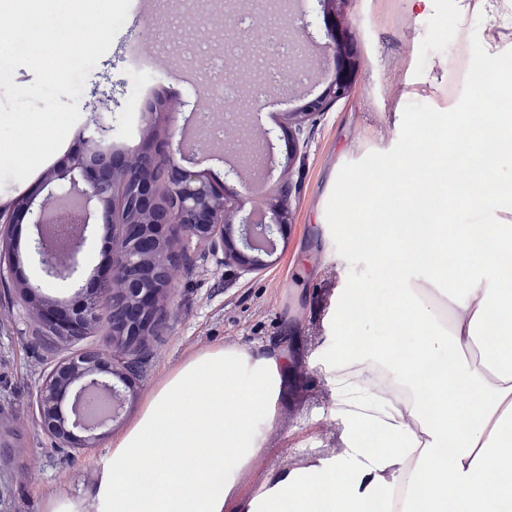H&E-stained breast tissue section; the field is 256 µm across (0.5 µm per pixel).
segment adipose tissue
<instances>
[{"instance_id":"1","label":"adipose tissue","mask_w":512,"mask_h":512,"mask_svg":"<svg viewBox=\"0 0 512 512\" xmlns=\"http://www.w3.org/2000/svg\"><path fill=\"white\" fill-rule=\"evenodd\" d=\"M512 111L459 114L421 138L388 182L359 176L371 221L359 244L386 297L348 284L331 328L380 315L384 336H354L325 372L342 446L246 490L276 417L288 358L227 346L169 372L112 441L76 497L46 512H512ZM503 205L492 223L460 207ZM432 221L419 224L418 212Z\"/></svg>"}]
</instances>
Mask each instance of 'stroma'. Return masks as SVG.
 Masks as SVG:
<instances>
[{"mask_svg": "<svg viewBox=\"0 0 512 512\" xmlns=\"http://www.w3.org/2000/svg\"><path fill=\"white\" fill-rule=\"evenodd\" d=\"M492 2L463 14L460 0H431L425 10L410 8L407 0H345L342 11L357 40L359 69L349 94L305 128V146L295 159L281 131L286 115L322 93L335 76L322 19H315L307 37L299 30L298 0H228L220 9L203 0L204 24L188 0H154L151 10H129L79 98L80 104L99 106L107 145L132 154L147 127L165 138L180 129L183 117L198 127L208 114L223 113L224 142L198 152L197 171L225 192L240 190L239 180L225 175L227 162L270 139L274 174L253 193L250 206L261 210L281 182L291 181L293 222L279 238L274 263L263 270L239 273L225 265L223 251L203 246L171 268L176 284L166 300L169 319L150 344L146 371L124 411L90 448L57 447L39 425L33 397L58 361L105 348L107 322L80 342L49 351L31 334L32 309L0 301V512H44L49 498L77 496L147 393L189 355L214 346L263 345L288 353L277 417L252 481L338 447L322 371L323 353L335 351L336 337L324 318L339 280L367 284L381 297L389 284L377 278L373 256L353 245L349 227L336 223V211L348 199L342 192L327 195V183L334 176L343 185L357 170L399 163L413 148L419 114L471 110L475 58L512 59V8L504 0ZM231 10L250 13L253 30L229 34L225 14ZM274 31L297 42L299 57L317 61L315 76L269 89L257 117L245 124L238 110L222 109L217 100L197 104L194 89L204 80L232 82L237 95L247 98L267 68L287 67V59L267 54L263 45ZM136 42L155 58L151 72H141L130 59L127 47ZM35 237L33 225L16 226L19 275L39 284V297L65 310L76 304L79 291H95L110 259L112 227L104 212H96L86 230L78 283L43 273Z\"/></svg>", "mask_w": 512, "mask_h": 512, "instance_id": "1", "label": "stroma"}]
</instances>
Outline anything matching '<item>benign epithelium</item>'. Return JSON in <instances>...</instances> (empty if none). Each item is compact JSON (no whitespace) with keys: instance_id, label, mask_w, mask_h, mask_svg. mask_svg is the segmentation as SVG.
Here are the masks:
<instances>
[{"instance_id":"7a95c632","label":"benign epithelium","mask_w":512,"mask_h":512,"mask_svg":"<svg viewBox=\"0 0 512 512\" xmlns=\"http://www.w3.org/2000/svg\"><path fill=\"white\" fill-rule=\"evenodd\" d=\"M323 8L326 37L336 48L334 81L322 94L311 98L299 112L288 113V146L298 155L304 146L301 132L308 122L325 111L330 102L344 98L350 91L358 59L348 25L341 19V4L346 0H317ZM105 127L97 114H91L80 137L82 147L68 152L63 164L41 181L47 190L40 203L34 194H23L11 205L0 207V227L9 231L20 219L29 216L37 229L36 249L46 274L55 279H71L79 271L77 255L65 267L44 242L43 219L47 204L63 200L78 203L81 223L89 224L95 210H112V259L100 276L99 290L80 301L70 313L50 305L40 311V322L59 341L73 339L92 324L100 309L112 306L118 311L127 305L140 315L136 322L112 324L108 343L112 351H82L60 362L44 379L35 395V404L43 430L58 441L60 448H89L94 431L105 427L123 411L126 391L138 377L129 348L147 345L153 326L165 320L168 283L158 274L181 260L171 244H210L224 250V264L241 273H252L268 264L264 256L276 250V235L292 223L287 200L292 183L283 184L261 219L246 217L235 225L233 218L248 203V193L224 196L202 173L193 171L170 157L148 136L136 154L142 173L130 175L131 157L104 144ZM163 191H158L159 185ZM168 247L148 251V240ZM121 291L106 289L114 283ZM94 391L112 395V413L94 423L82 420L78 401Z\"/></svg>"}]
</instances>
